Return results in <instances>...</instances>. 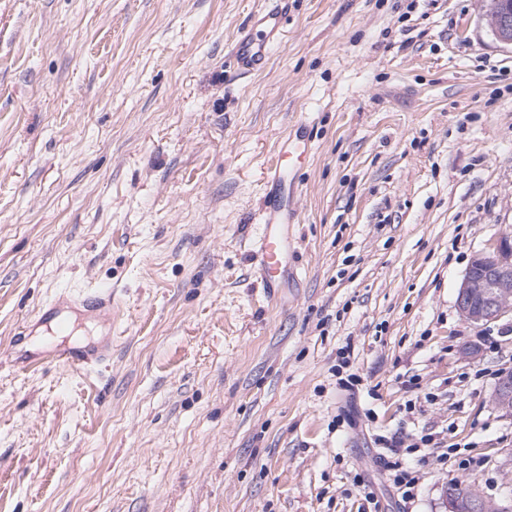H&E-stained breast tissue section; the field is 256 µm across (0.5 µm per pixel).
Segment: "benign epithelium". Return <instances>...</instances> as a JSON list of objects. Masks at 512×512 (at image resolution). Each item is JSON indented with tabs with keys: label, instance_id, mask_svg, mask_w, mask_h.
I'll list each match as a JSON object with an SVG mask.
<instances>
[{
	"label": "benign epithelium",
	"instance_id": "obj_1",
	"mask_svg": "<svg viewBox=\"0 0 512 512\" xmlns=\"http://www.w3.org/2000/svg\"><path fill=\"white\" fill-rule=\"evenodd\" d=\"M497 9L486 14L494 38L512 47V0H495ZM457 308L473 324L497 320L512 313V238L502 237L493 251L473 257L457 294ZM493 402L512 413V374L502 378L492 395ZM447 512H512L505 505L486 499L473 490L466 499L445 494Z\"/></svg>",
	"mask_w": 512,
	"mask_h": 512
}]
</instances>
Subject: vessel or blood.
Returning a JSON list of instances; mask_svg holds the SVG:
<instances>
[{"label": "vessel or blood", "mask_w": 512, "mask_h": 512, "mask_svg": "<svg viewBox=\"0 0 512 512\" xmlns=\"http://www.w3.org/2000/svg\"><path fill=\"white\" fill-rule=\"evenodd\" d=\"M288 10V0H276L274 6L251 15L240 37L229 53L234 68L242 74L261 70L267 63L273 45L282 37V17ZM267 206L257 240V258L267 291L278 288L285 273L284 261L290 240L288 226L293 213L288 206L291 192L284 175V156L276 154L266 171Z\"/></svg>", "instance_id": "b4317fda"}]
</instances>
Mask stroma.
Here are the masks:
<instances>
[{"instance_id": "stroma-1", "label": "stroma", "mask_w": 512, "mask_h": 512, "mask_svg": "<svg viewBox=\"0 0 512 512\" xmlns=\"http://www.w3.org/2000/svg\"><path fill=\"white\" fill-rule=\"evenodd\" d=\"M264 3L0 0V512H364V483L382 512H445L455 481L512 500V315L456 304L512 235V48L487 0H290L242 75L224 58ZM299 130L270 296L262 176ZM98 288L111 313L75 303ZM49 302L69 333L30 322ZM380 435L431 439L411 501ZM453 445L480 465L439 463Z\"/></svg>"}]
</instances>
